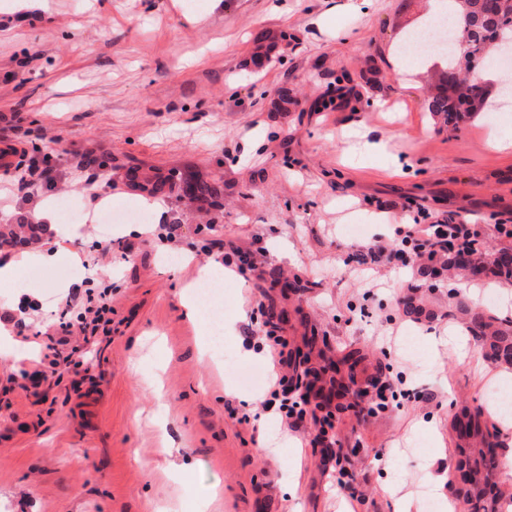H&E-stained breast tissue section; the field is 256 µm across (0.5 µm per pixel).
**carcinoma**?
<instances>
[{"label":"carcinoma","mask_w":512,"mask_h":512,"mask_svg":"<svg viewBox=\"0 0 512 512\" xmlns=\"http://www.w3.org/2000/svg\"><path fill=\"white\" fill-rule=\"evenodd\" d=\"M448 12L462 11L465 21L467 52L452 53L427 99L428 111L446 127L456 129L473 114L498 105L491 97L481 72L490 67L505 48H512V0H446ZM184 192L197 201L221 193L217 183L207 184L184 179ZM449 268L462 270L473 278L489 270L512 280V252L506 249L486 265L482 257L466 256L449 262ZM457 308L468 315V328L480 343L484 356L512 365V321H498L478 308L460 302ZM452 430L459 441L470 448L457 468L466 469L467 486L460 490L470 512H500L501 496L495 494L498 468L494 435L486 426L483 411L477 409L454 417Z\"/></svg>","instance_id":"carcinoma-1"}]
</instances>
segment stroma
I'll return each instance as SVG.
<instances>
[{
	"instance_id": "stroma-1",
	"label": "stroma",
	"mask_w": 512,
	"mask_h": 512,
	"mask_svg": "<svg viewBox=\"0 0 512 512\" xmlns=\"http://www.w3.org/2000/svg\"><path fill=\"white\" fill-rule=\"evenodd\" d=\"M437 3L47 0L15 14L0 0L12 21L0 34V137L23 140L22 165L53 168L46 186L0 175V214L64 199L91 217L16 246L23 263L0 280L14 340L0 354V512H399L405 498L422 512L427 491L456 502L451 422L479 409L502 437L487 392L512 388V367L470 337L452 351L448 334L466 327L460 301L512 320V282L346 263L422 210L484 225L485 259L512 248L494 227L512 217V124L490 113L446 128L427 109L428 65L392 62ZM264 41L271 64L245 70ZM331 89L346 101L329 102ZM90 150L96 165L78 170ZM188 173L220 182V195L183 197ZM154 200L162 215L137 230L96 221L104 204ZM161 223L177 225L175 242L158 241ZM234 249L257 268L220 272L227 365L202 353L183 301L200 268ZM34 251L55 259L32 264ZM89 281L112 288L111 331L87 376L43 381V347ZM269 308L298 361L346 389L333 446H311L315 422L294 432L262 406L276 369L252 335ZM391 318L417 336V354L384 341ZM349 352L356 367L333 369ZM380 373L416 398L359 412L356 391ZM340 454L354 475L342 492L330 478Z\"/></svg>"
}]
</instances>
